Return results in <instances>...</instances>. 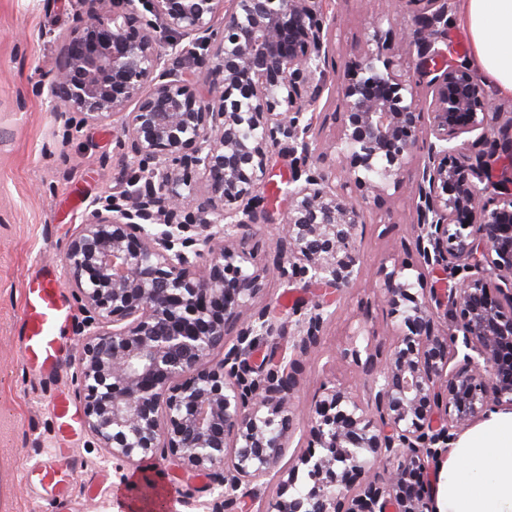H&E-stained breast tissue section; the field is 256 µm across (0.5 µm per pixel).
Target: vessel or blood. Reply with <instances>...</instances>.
<instances>
[{
	"mask_svg": "<svg viewBox=\"0 0 512 512\" xmlns=\"http://www.w3.org/2000/svg\"><path fill=\"white\" fill-rule=\"evenodd\" d=\"M58 279L56 270H47L42 280L25 288L22 297L20 333L25 357L44 373L56 371L61 332L72 317ZM27 476L35 480L47 496L59 499L71 483L72 472L61 464L57 454L51 453L32 466Z\"/></svg>",
	"mask_w": 512,
	"mask_h": 512,
	"instance_id": "vessel-or-blood-1",
	"label": "vessel or blood"
}]
</instances>
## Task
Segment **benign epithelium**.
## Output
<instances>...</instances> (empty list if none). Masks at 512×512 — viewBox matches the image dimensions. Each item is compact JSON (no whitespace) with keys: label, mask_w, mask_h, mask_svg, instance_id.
Wrapping results in <instances>:
<instances>
[{"label":"benign epithelium","mask_w":512,"mask_h":512,"mask_svg":"<svg viewBox=\"0 0 512 512\" xmlns=\"http://www.w3.org/2000/svg\"><path fill=\"white\" fill-rule=\"evenodd\" d=\"M81 2L78 25L59 37L50 95L93 121L120 118L125 159L154 164L145 189L91 211L66 252L67 286L92 327L78 361L88 431L117 460L224 465L230 477L212 512L256 501L253 485L292 443L296 366L332 316L329 291L357 280L366 205L412 169L418 257L385 270L381 285L408 332L392 335L383 360L354 343L341 353L368 376L366 397L324 389L309 429L321 453L298 457L258 512H433L431 494L411 480L448 453L451 428L494 401L512 405V162L501 163L512 157V113L465 64L435 66L448 0H392L422 6L400 29L415 70L372 49L374 32L338 73L342 111L324 143L311 112L333 52L322 0ZM182 59L198 76L174 68ZM284 144L288 207L275 252L309 277L315 299L292 358L273 343L258 362L255 343L281 327L265 309L246 312L261 284L242 269L252 262L242 241L272 221L253 201ZM189 224L197 237H181ZM440 269L469 276L435 298L415 289ZM438 308L459 311L449 333L434 332ZM301 468L310 481L302 491Z\"/></svg>","instance_id":"7a95c632"}]
</instances>
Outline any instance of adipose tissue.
Returning <instances> with one entry per match:
<instances>
[{
  "mask_svg": "<svg viewBox=\"0 0 512 512\" xmlns=\"http://www.w3.org/2000/svg\"><path fill=\"white\" fill-rule=\"evenodd\" d=\"M469 62L512 96V0H460ZM434 512H512V410L491 412L464 430L440 460Z\"/></svg>",
  "mask_w": 512,
  "mask_h": 512,
  "instance_id": "adipose-tissue-1",
  "label": "adipose tissue"
}]
</instances>
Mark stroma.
Segmentation results:
<instances>
[{
    "label": "stroma",
    "mask_w": 512,
    "mask_h": 512,
    "mask_svg": "<svg viewBox=\"0 0 512 512\" xmlns=\"http://www.w3.org/2000/svg\"><path fill=\"white\" fill-rule=\"evenodd\" d=\"M323 8L336 20L334 53L316 108L325 140L336 129L339 102L333 90L344 60L361 52L376 32L382 35L386 56L403 63L410 56L381 19L382 0H324ZM79 10L78 0H0V512H135L138 501L126 486L145 476L161 482L169 512H209L208 503L224 490L223 468L198 475L174 470L160 458L114 460L80 423L68 440L59 441L53 399L64 393L74 409L83 406L78 359L86 316L72 289L64 291L73 313L62 332L68 354L55 376L44 377L27 365L18 336L28 281L42 269L64 268L68 245L90 211L111 201L119 189L137 188L138 167L121 162L119 120L87 121L48 92L61 54L58 36L76 25ZM289 172L287 151L275 153L259 189V208L281 216ZM412 191V177H404L379 205L366 210L361 276L340 294L336 314L325 321L316 348L299 363L290 405L297 432L276 471L264 478L262 496L275 495L280 472L309 451L305 430L324 389L336 386L365 394L361 369L336 363V353L352 341L383 353L390 347L396 320L382 298L378 272L417 257L406 208ZM278 231L275 224L257 225L246 243L262 275V291L252 307H269L282 327L276 341H260L262 356L271 344L291 346L298 309L313 293L307 278L278 267L272 247ZM361 326L366 335H358ZM50 452L74 473L60 502L25 477L27 468Z\"/></svg>",
    "instance_id": "35a3bbf8"
}]
</instances>
